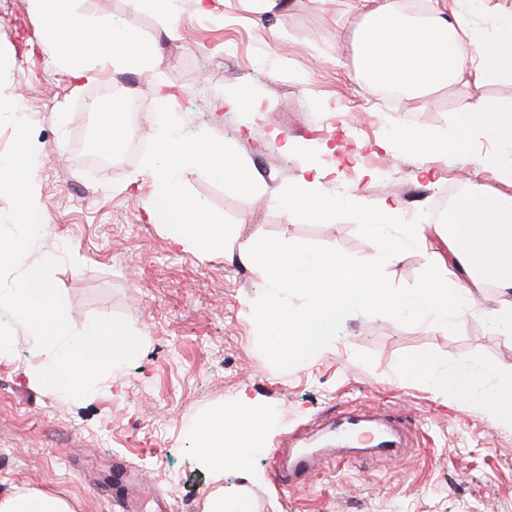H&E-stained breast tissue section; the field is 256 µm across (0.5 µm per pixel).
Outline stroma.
<instances>
[{
  "mask_svg": "<svg viewBox=\"0 0 512 512\" xmlns=\"http://www.w3.org/2000/svg\"><path fill=\"white\" fill-rule=\"evenodd\" d=\"M211 3V12L199 13L183 0L175 38L131 0H76L75 9L101 27L133 30L151 51L155 65L139 76L141 136L153 139L165 118L155 93L164 85L176 95L184 132L223 141L265 188V195H244L216 174L183 171L182 194L224 222L228 242L217 252L174 243L170 225L150 221L151 199L135 183L141 160L117 155L108 168L86 164L105 120L87 106L103 80L74 83L48 49L47 19L32 0H0V95L27 106L46 225L24 262L59 259L53 281L75 331L96 317H120L142 341L131 360L77 399L28 382L44 357L13 323L16 344L0 356V495L42 490L66 497L74 512H155L164 499L176 512H206L220 486L226 497H249L254 512H512V423L436 395L420 380L431 360L451 370L486 365L488 385L512 383V335L498 333L490 314L494 285L481 304L446 323L369 309L345 316L319 351L280 353L253 317L278 290L249 261L268 240L365 260L371 235L352 208L356 193L374 208L398 203L400 225L382 229L392 242L404 224L455 223L454 210L437 212L445 188H496L493 169L402 154L389 136L447 134L458 97L512 101V78L477 84L468 75L431 99L385 101L365 81L351 41L336 39L337 28L358 25L359 0ZM244 85L253 108L226 107L224 98ZM287 139L302 151H283ZM364 146L382 163L346 184L330 158ZM314 176L340 199L335 216H287L281 197ZM435 269L430 255L407 247L382 279L409 292ZM243 394L266 414L268 428L247 468L218 479L202 464L189 426L202 413L232 411ZM352 407L400 412L412 447L335 458L324 425ZM302 446L325 447L322 463L304 487L282 490L271 480L273 451Z\"/></svg>",
  "mask_w": 512,
  "mask_h": 512,
  "instance_id": "35a3bbf8",
  "label": "stroma"
}]
</instances>
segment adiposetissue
Segmentation results:
<instances>
[{
  "label": "adipose tissue",
  "mask_w": 512,
  "mask_h": 512,
  "mask_svg": "<svg viewBox=\"0 0 512 512\" xmlns=\"http://www.w3.org/2000/svg\"><path fill=\"white\" fill-rule=\"evenodd\" d=\"M73 0H33L48 18L47 46L77 79L94 78L117 65L149 69L153 60L128 29L112 28L99 39V28L75 13ZM361 19L354 32L359 63L368 83L396 89L401 96L432 93L456 83L463 74L475 81L512 76V0H493L485 10L490 28L470 26L461 0L449 9L429 10L414 17L398 0H360ZM467 42H459V31ZM460 129L445 136L429 133L402 135L395 149L415 146L452 159L459 165L492 164L497 189L468 195L459 205L457 221L440 225L438 233L456 256L454 266H440L436 279L410 292L388 288L378 276L392 265L400 247L426 246L424 236L402 230L399 246L375 240L365 263L336 254L284 253L280 243L268 241L251 255L254 268L275 282L282 292H303L305 308L288 315L296 330L294 345L312 352L334 334L350 312L382 308L411 313L434 322L461 316L470 299L487 280H494L498 306L495 325L512 333V106L482 95H464L456 102ZM156 150L142 164L145 185L153 201L150 219L156 224H182L176 243L191 241L203 250L223 248L224 226L177 192L180 171L197 167L220 174L246 193L259 186L246 164L212 140L187 137L173 121L158 125ZM486 366L463 364L457 371L428 364L423 381L434 391L476 401L498 418L512 419V387L482 390ZM265 432L263 418L251 403L233 414L198 418L192 434L199 456L215 472L242 467L249 461V444ZM0 512H73L63 497L31 489L0 496Z\"/></svg>",
  "instance_id": "adipose-tissue-1"
}]
</instances>
